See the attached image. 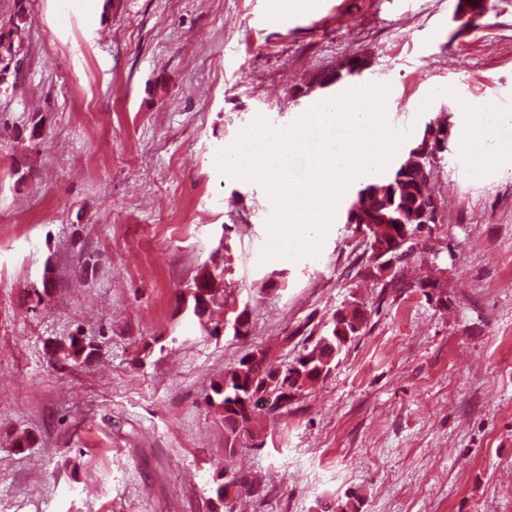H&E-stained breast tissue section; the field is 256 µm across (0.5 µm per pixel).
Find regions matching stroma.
<instances>
[{
    "label": "stroma",
    "mask_w": 512,
    "mask_h": 512,
    "mask_svg": "<svg viewBox=\"0 0 512 512\" xmlns=\"http://www.w3.org/2000/svg\"><path fill=\"white\" fill-rule=\"evenodd\" d=\"M457 3L25 0L0 83V512H209L239 469L267 494L225 512H512V155L459 141L512 142V0L465 31ZM357 54L361 81L390 86L393 129L450 117L442 221L419 232L436 255L401 288L364 274L355 189L319 257L265 262L266 191L216 166L256 117L284 127L336 96L317 79ZM206 271L214 335L183 306ZM353 298L365 335L287 414L260 404V446L225 455L211 382L254 347L292 359L295 328ZM72 336L96 358L59 359ZM461 145L464 149L478 153V154H511V142L498 143L491 142L495 140L493 133L484 131L480 135H474L469 129H462L459 133ZM491 151V152H490Z\"/></svg>",
    "instance_id": "stroma-1"
}]
</instances>
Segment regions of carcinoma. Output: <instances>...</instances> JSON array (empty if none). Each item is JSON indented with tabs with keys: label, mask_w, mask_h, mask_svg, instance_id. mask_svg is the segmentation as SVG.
Listing matches in <instances>:
<instances>
[{
	"label": "carcinoma",
	"mask_w": 512,
	"mask_h": 512,
	"mask_svg": "<svg viewBox=\"0 0 512 512\" xmlns=\"http://www.w3.org/2000/svg\"><path fill=\"white\" fill-rule=\"evenodd\" d=\"M16 7L8 28H0V52L9 56L14 54L13 37L21 36L27 23L24 0H16ZM434 175L431 160L418 153L413 145L386 174L373 178L357 191L351 202L350 216L361 212L364 234L371 239L389 238L395 234L401 238L410 237V243L402 251L404 263L423 262L427 259V251L418 250L415 241L422 225L415 222L412 212L422 201L442 205L438 196L428 189ZM217 293L203 274L194 279L187 308L201 320L210 305L216 303ZM356 303L353 299L351 305L336 310L319 335L309 332L304 341L311 342V346L303 348L291 361L279 363V368H274L265 350L256 347L224 371L222 380L212 383L208 403L221 411L224 452L232 456L253 440L259 403L271 400L277 409L288 408V402L296 397L297 391L326 378L348 344L365 335L367 310L357 307ZM58 351L62 352L63 359L78 362L88 360L94 348L72 337L68 343L60 344ZM232 486L245 488L250 496L260 491L249 473L235 471L229 482L216 487L218 505L213 507V512H219L218 506L224 505V496Z\"/></svg>",
	"instance_id": "carcinoma-1"
}]
</instances>
